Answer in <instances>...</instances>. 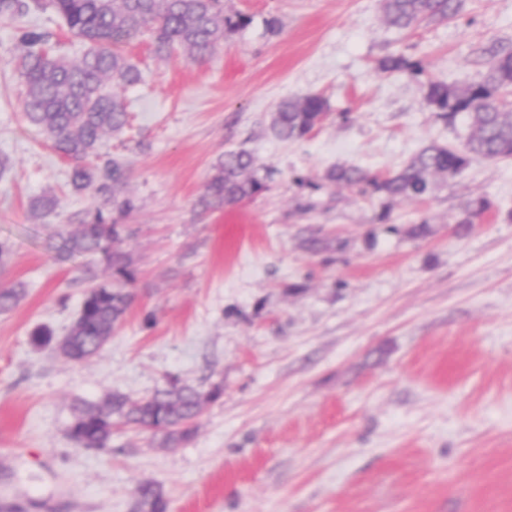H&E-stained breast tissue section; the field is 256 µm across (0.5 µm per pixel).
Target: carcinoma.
<instances>
[{"instance_id":"cac0c4a2","label":"carcinoma","mask_w":512,"mask_h":512,"mask_svg":"<svg viewBox=\"0 0 512 512\" xmlns=\"http://www.w3.org/2000/svg\"><path fill=\"white\" fill-rule=\"evenodd\" d=\"M388 23L411 31L428 19H457L459 0H383ZM51 10L63 18L69 30L85 46L74 62L47 48L49 35L34 28H17L25 46L20 64L24 85L23 111L30 125L39 129L62 157L75 161L69 184L80 193L92 186L107 195L112 211L126 214L135 208L123 195L126 166L110 158L98 165L88 162L96 155L102 136L121 130L128 112L110 89L112 83L133 85L140 81L138 66L120 48L141 37L149 38L153 52L168 57L185 49L195 61H206L224 37L247 28L252 18L224 10V0H0V18L15 20L34 11ZM487 71L478 82L457 87L443 81L424 83L425 97L439 118L450 121L468 114L473 132L466 144L432 143L422 148L403 167L383 177L359 167L335 166L325 179L354 189L360 196L424 198L433 175L454 177L481 158L497 162L512 158V51L487 50ZM386 73L423 75L424 68L401 53L379 60ZM329 106L315 94L281 100L274 111L271 130L285 142L308 138L328 119ZM267 190L256 176V160L245 149L228 151L213 166L204 208L239 204ZM491 209L485 198L468 204L460 220L472 224ZM126 227L97 210L92 220L75 231L53 233L49 247L57 258L71 260L99 255L111 270L112 282L96 283L86 291L80 313L67 336L53 342L52 334L39 327L33 335L39 346L54 350L72 361L97 355L131 306L137 269L132 256L120 248ZM24 297L20 285L0 287V313L13 310ZM220 390L201 392L172 384L152 396L133 400L114 392L102 403L84 402L76 408L69 436L85 449L108 448L112 433L121 425L151 433L162 445L174 447L188 439L203 404L216 399ZM139 512H168V500L153 484L136 490Z\"/></svg>"}]
</instances>
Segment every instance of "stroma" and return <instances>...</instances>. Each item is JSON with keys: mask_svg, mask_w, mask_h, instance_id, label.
Segmentation results:
<instances>
[{"mask_svg": "<svg viewBox=\"0 0 512 512\" xmlns=\"http://www.w3.org/2000/svg\"><path fill=\"white\" fill-rule=\"evenodd\" d=\"M225 7L252 22L205 62L157 58L142 38L122 48L143 80L118 88L129 124L100 156L128 168L121 247L138 274L124 321L82 362L31 332L64 336L87 278L110 281L100 257L61 262L48 247L104 199L73 192L72 162L27 122L13 27L49 33L74 61L84 46L50 11L0 20V285L25 289L0 314V506L134 512L149 482L169 512H512V160L432 177L420 200H365L324 179L464 144L467 114L438 118L421 82L377 63L402 53L428 79L477 81L487 48L512 49V0H463L461 19L412 31L387 23L382 0ZM309 93L328 120L308 139L275 138L276 105ZM237 149L268 191L203 209L213 164ZM42 196L53 210L33 213ZM479 197L493 210L461 223ZM173 383L220 391L177 446L124 427L103 451L70 439L78 403Z\"/></svg>", "mask_w": 512, "mask_h": 512, "instance_id": "stroma-1", "label": "stroma"}]
</instances>
